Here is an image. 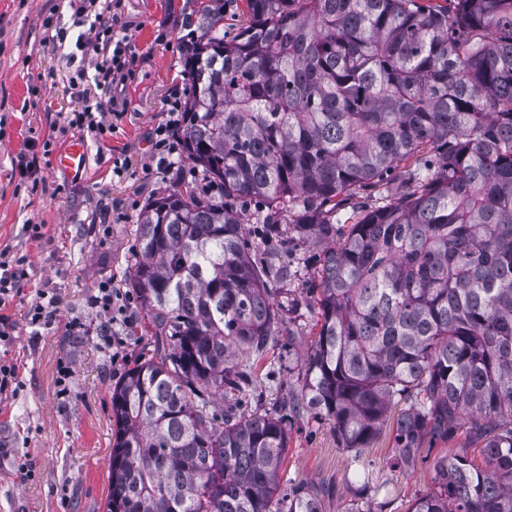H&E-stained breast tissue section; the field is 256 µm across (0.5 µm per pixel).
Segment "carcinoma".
<instances>
[{"mask_svg": "<svg viewBox=\"0 0 512 512\" xmlns=\"http://www.w3.org/2000/svg\"><path fill=\"white\" fill-rule=\"evenodd\" d=\"M451 2L246 0L231 40L221 7L197 11L178 134L223 195L176 187L140 215L130 286L154 348L112 385L107 512H322L328 489L281 477L304 413L346 451L392 424L409 475L462 433L481 460L436 457L407 512H512V0ZM425 149L407 192L322 248L354 189ZM290 230L318 256L315 333L287 408L237 414L224 396L257 365L235 356L266 355L283 319L268 284L298 277L258 241ZM350 482L348 512H383Z\"/></svg>", "mask_w": 512, "mask_h": 512, "instance_id": "1", "label": "carcinoma"}]
</instances>
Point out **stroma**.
Segmentation results:
<instances>
[{"instance_id": "35a3bbf8", "label": "stroma", "mask_w": 512, "mask_h": 512, "mask_svg": "<svg viewBox=\"0 0 512 512\" xmlns=\"http://www.w3.org/2000/svg\"><path fill=\"white\" fill-rule=\"evenodd\" d=\"M196 0H120L113 29L126 33L131 74L102 98L110 132L93 136L69 118L82 101L73 68L51 42L52 26H70L61 0H0V261L24 257L14 296L0 307V364L17 369L16 389L0 392V512H106L115 431L110 388L152 354L146 316L130 286L138 217L152 199L179 185L201 186L202 172L184 153L161 161L155 134L172 103L189 92L183 46L199 31ZM90 152L73 175L56 159L74 140ZM34 163L35 178L21 166ZM114 282L127 297L130 323H113L96 301ZM56 299L50 325L28 320L40 294ZM317 312L310 299L283 321L282 336L258 365L260 383L237 408H279L288 394L289 345L303 347ZM393 434L359 454L339 447L325 422L295 420L283 479L332 486L324 512H343L353 496L349 470L388 480V512H406L430 482L389 470Z\"/></svg>"}]
</instances>
